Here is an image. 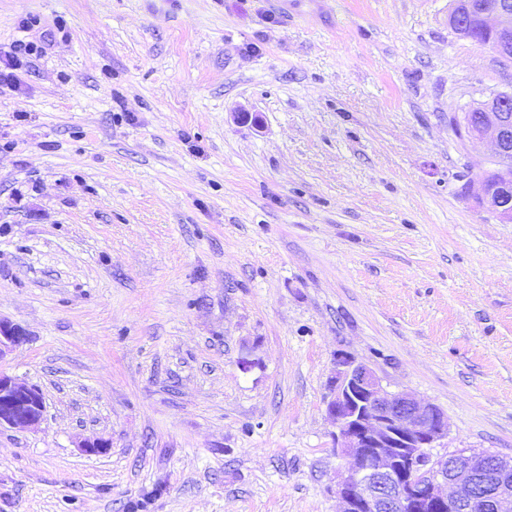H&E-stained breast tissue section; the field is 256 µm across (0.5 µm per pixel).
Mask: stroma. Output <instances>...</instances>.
<instances>
[{
    "instance_id": "stroma-1",
    "label": "stroma",
    "mask_w": 512,
    "mask_h": 512,
    "mask_svg": "<svg viewBox=\"0 0 512 512\" xmlns=\"http://www.w3.org/2000/svg\"><path fill=\"white\" fill-rule=\"evenodd\" d=\"M453 0H0V512H337V353L512 458V223ZM104 439V455L82 451ZM488 108L479 103L461 116L453 115L449 124L458 134L469 112L465 135L468 139L488 141L493 150L497 171L479 174L478 199L503 223H512V114L508 112H484ZM24 335L18 326L0 320V361L7 351L25 340ZM45 412L43 395L35 385L0 369V431L37 429Z\"/></svg>"
}]
</instances>
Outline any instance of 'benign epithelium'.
<instances>
[{
	"label": "benign epithelium",
	"mask_w": 512,
	"mask_h": 512,
	"mask_svg": "<svg viewBox=\"0 0 512 512\" xmlns=\"http://www.w3.org/2000/svg\"><path fill=\"white\" fill-rule=\"evenodd\" d=\"M457 15L468 28L493 36L495 51L512 54V0H467ZM465 135L488 141L498 170L478 175V199L502 222L512 223V114L472 108ZM25 340L16 325L0 320V360ZM326 410L336 426V453L352 460L338 483V512H466L473 495L493 484L492 512H512V459L479 453L434 456L448 433L435 405L409 392H389L366 363L346 353L335 360ZM40 390L0 370V430H34L44 420Z\"/></svg>",
	"instance_id": "benign-epithelium-1"
}]
</instances>
